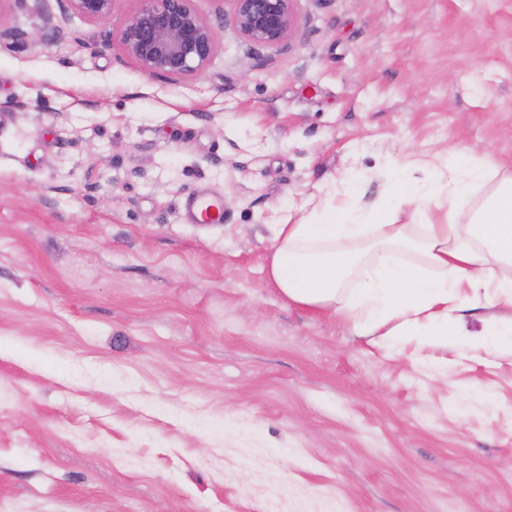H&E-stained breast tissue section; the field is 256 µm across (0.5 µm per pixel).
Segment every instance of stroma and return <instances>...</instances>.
Listing matches in <instances>:
<instances>
[{"label": "stroma", "mask_w": 512, "mask_h": 512, "mask_svg": "<svg viewBox=\"0 0 512 512\" xmlns=\"http://www.w3.org/2000/svg\"><path fill=\"white\" fill-rule=\"evenodd\" d=\"M194 5L218 47L175 79L0 0V512H512L511 357L436 379L268 277L289 210L388 160L512 164V0H297L275 47ZM185 210L191 223L220 224L224 221V202L208 194H195L185 202Z\"/></svg>", "instance_id": "stroma-1"}]
</instances>
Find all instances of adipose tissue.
I'll list each match as a JSON object with an SVG mask.
<instances>
[{"label": "adipose tissue", "instance_id": "adipose-tissue-1", "mask_svg": "<svg viewBox=\"0 0 512 512\" xmlns=\"http://www.w3.org/2000/svg\"><path fill=\"white\" fill-rule=\"evenodd\" d=\"M448 153L444 180L428 178L427 160L397 159L380 199L324 198L276 225L268 270L281 295L389 351L462 335L475 350H512V317L464 325L466 311L512 307V166H486L461 145ZM406 209L412 222L398 223Z\"/></svg>", "mask_w": 512, "mask_h": 512}]
</instances>
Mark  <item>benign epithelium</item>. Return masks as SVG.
<instances>
[{
	"mask_svg": "<svg viewBox=\"0 0 512 512\" xmlns=\"http://www.w3.org/2000/svg\"><path fill=\"white\" fill-rule=\"evenodd\" d=\"M76 15L117 27L121 53L146 75H201L218 46V35L196 10L194 0H135L134 9L114 20L116 0H66ZM237 31L246 40L274 47L297 26V0H228Z\"/></svg>",
	"mask_w": 512,
	"mask_h": 512,
	"instance_id": "obj_1",
	"label": "benign epithelium"
}]
</instances>
